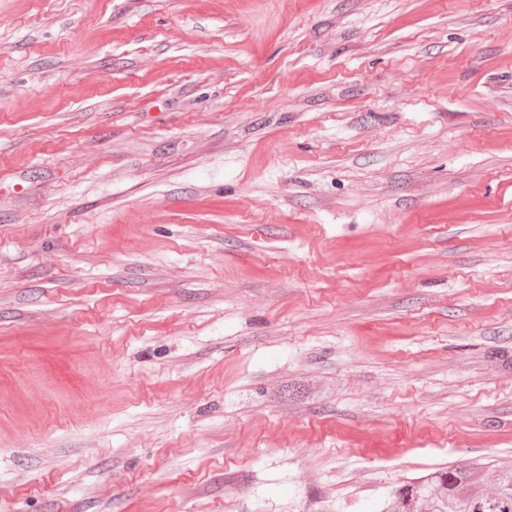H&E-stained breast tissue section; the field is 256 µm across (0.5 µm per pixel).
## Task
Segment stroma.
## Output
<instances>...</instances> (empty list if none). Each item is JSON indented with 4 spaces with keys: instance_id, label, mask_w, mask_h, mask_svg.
Returning a JSON list of instances; mask_svg holds the SVG:
<instances>
[{
    "instance_id": "1",
    "label": "stroma",
    "mask_w": 512,
    "mask_h": 512,
    "mask_svg": "<svg viewBox=\"0 0 512 512\" xmlns=\"http://www.w3.org/2000/svg\"><path fill=\"white\" fill-rule=\"evenodd\" d=\"M512 461V0H0V512H382Z\"/></svg>"
}]
</instances>
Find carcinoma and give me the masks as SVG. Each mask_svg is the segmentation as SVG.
<instances>
[{"label": "carcinoma", "instance_id": "cac0c4a2", "mask_svg": "<svg viewBox=\"0 0 512 512\" xmlns=\"http://www.w3.org/2000/svg\"><path fill=\"white\" fill-rule=\"evenodd\" d=\"M512 512V464L472 462L437 470L394 492L390 512Z\"/></svg>", "mask_w": 512, "mask_h": 512}]
</instances>
